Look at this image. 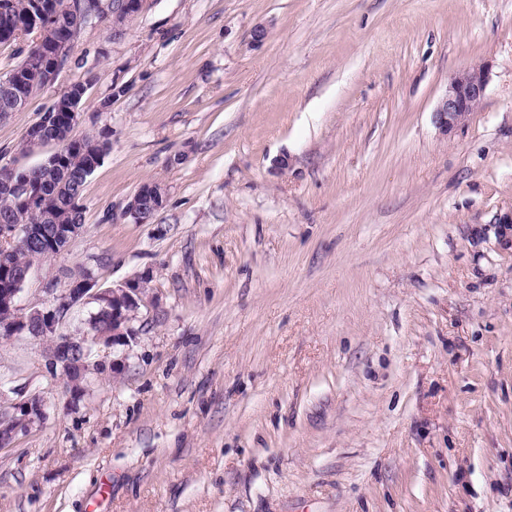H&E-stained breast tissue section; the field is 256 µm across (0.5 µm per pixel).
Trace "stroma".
I'll return each instance as SVG.
<instances>
[{
  "label": "stroma",
  "mask_w": 512,
  "mask_h": 512,
  "mask_svg": "<svg viewBox=\"0 0 512 512\" xmlns=\"http://www.w3.org/2000/svg\"><path fill=\"white\" fill-rule=\"evenodd\" d=\"M85 80L74 133L112 147L21 305L82 265L158 304L78 398L0 337V413L45 411L0 448V512H512V0H149L122 38L82 27L0 165L43 162L19 144ZM148 181L164 208L123 219ZM488 84L486 65L465 67L448 79V87L434 110V120L448 134L465 122L482 102Z\"/></svg>",
  "instance_id": "stroma-1"
}]
</instances>
